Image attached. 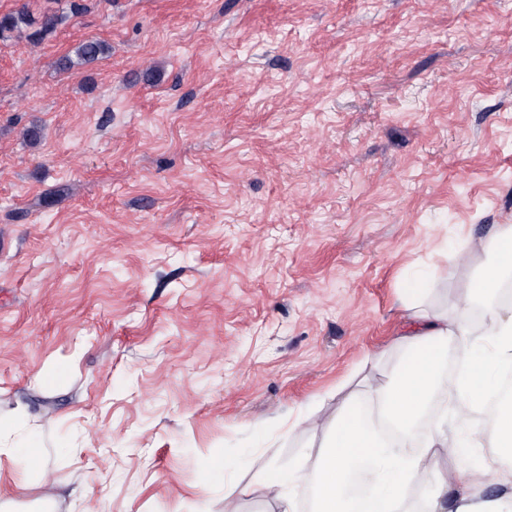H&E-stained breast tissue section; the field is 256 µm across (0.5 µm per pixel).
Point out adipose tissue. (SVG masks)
Masks as SVG:
<instances>
[{
    "mask_svg": "<svg viewBox=\"0 0 512 512\" xmlns=\"http://www.w3.org/2000/svg\"><path fill=\"white\" fill-rule=\"evenodd\" d=\"M464 247L486 263L448 308L423 306L435 272L408 278L404 328L394 341L401 358L392 375L366 373L362 391L347 396L335 414H306L310 427L328 432L312 466L292 462L261 474L260 488L280 512H299L295 490L303 484L311 489L312 512H409L422 479L434 482L428 512H504L479 490L512 488V300L499 298L512 279V224L469 233ZM478 302L483 313L476 323L468 312ZM452 348L461 369L450 415L412 436ZM446 451L452 460L444 466Z\"/></svg>",
    "mask_w": 512,
    "mask_h": 512,
    "instance_id": "1",
    "label": "adipose tissue"
}]
</instances>
